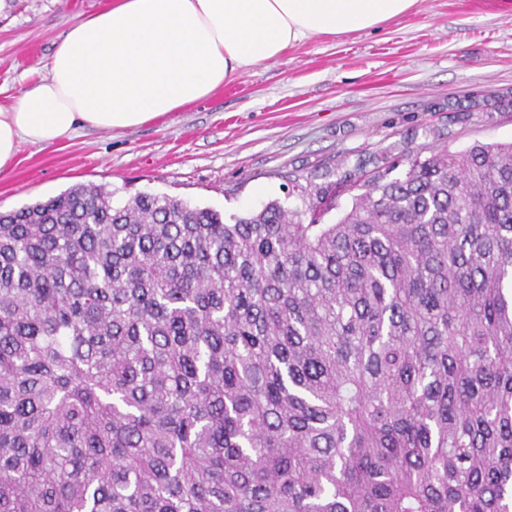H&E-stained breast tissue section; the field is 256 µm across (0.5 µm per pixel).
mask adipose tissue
Masks as SVG:
<instances>
[{"mask_svg": "<svg viewBox=\"0 0 512 512\" xmlns=\"http://www.w3.org/2000/svg\"><path fill=\"white\" fill-rule=\"evenodd\" d=\"M420 0H112L78 17L13 102L0 106V171L21 144L120 132L223 91L317 35L378 28Z\"/></svg>", "mask_w": 512, "mask_h": 512, "instance_id": "adipose-tissue-1", "label": "adipose tissue"}]
</instances>
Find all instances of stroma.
<instances>
[{
  "instance_id": "obj_1",
  "label": "stroma",
  "mask_w": 512,
  "mask_h": 512,
  "mask_svg": "<svg viewBox=\"0 0 512 512\" xmlns=\"http://www.w3.org/2000/svg\"><path fill=\"white\" fill-rule=\"evenodd\" d=\"M109 0H0V104L38 80L80 15ZM512 141V0H421L378 28L320 35L183 111L122 132L21 145L0 172V212L77 184L114 204L168 195L239 216L334 188L402 150Z\"/></svg>"
}]
</instances>
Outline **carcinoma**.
Returning a JSON list of instances; mask_svg holds the SVG:
<instances>
[{"mask_svg": "<svg viewBox=\"0 0 512 512\" xmlns=\"http://www.w3.org/2000/svg\"><path fill=\"white\" fill-rule=\"evenodd\" d=\"M398 167L0 213V512H512V143Z\"/></svg>", "mask_w": 512, "mask_h": 512, "instance_id": "1", "label": "carcinoma"}]
</instances>
